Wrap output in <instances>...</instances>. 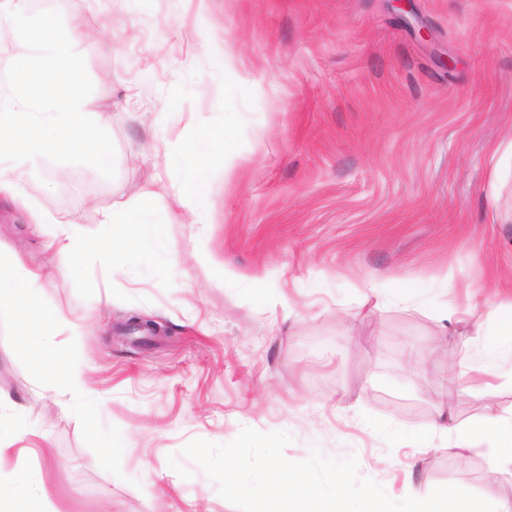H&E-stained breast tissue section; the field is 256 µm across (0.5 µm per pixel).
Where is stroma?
I'll use <instances>...</instances> for the list:
<instances>
[{"mask_svg": "<svg viewBox=\"0 0 512 512\" xmlns=\"http://www.w3.org/2000/svg\"><path fill=\"white\" fill-rule=\"evenodd\" d=\"M23 6L61 13L117 174L40 157L18 194L0 193V259L45 268L40 321L97 394L93 420L72 416L1 308L0 391L23 404L33 434L0 470L40 472L51 512H236L181 450L249 427L289 432L292 461L314 446L356 456L359 475L395 500L454 484L512 502V478L493 475L483 449L462 469L428 447L442 410L476 420L485 378L435 395L422 385L432 345L445 371L459 335H492L512 304V222L494 218L512 212V176L492 181L493 152L512 142V0H413L405 19L390 0ZM201 125L225 133L237 160L216 167L205 223L169 222L153 203L176 262L106 267L89 254L58 269L33 211L105 233L100 212L152 203L156 183L176 178L165 140ZM383 277L393 295L368 311L360 288ZM466 286L478 296L461 321ZM277 291L290 318L267 304ZM133 316L161 335L143 341ZM111 437L121 448H104Z\"/></svg>", "mask_w": 512, "mask_h": 512, "instance_id": "1", "label": "stroma"}]
</instances>
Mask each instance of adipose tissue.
Returning a JSON list of instances; mask_svg holds the SVG:
<instances>
[{
    "label": "adipose tissue",
    "mask_w": 512,
    "mask_h": 512,
    "mask_svg": "<svg viewBox=\"0 0 512 512\" xmlns=\"http://www.w3.org/2000/svg\"><path fill=\"white\" fill-rule=\"evenodd\" d=\"M233 158L232 148L226 144L223 135L211 129L201 131L190 142H171L167 161L178 175L177 182L167 190L174 203L173 217H186L194 224L205 223L202 201L211 188V172L217 164H231ZM99 221L124 228V250H117L107 239L89 238L76 219L41 222L42 232L57 245L58 265L73 268L87 249L108 264L123 255L155 261L173 260L171 244L162 224L154 221L151 207L106 210L101 212ZM40 295L38 272L18 259L7 264L0 262V306L11 307L19 323H27L36 315ZM494 332L496 342L485 348L477 359L472 356L475 340H461V359L451 375L452 380L460 381L477 373L488 377L489 387H512V369H503L501 365L504 356H512V309L499 314ZM33 356L38 366L71 395L72 413L89 417L96 404V395L88 384L84 364L65 358L46 339L36 345ZM480 408L479 424L470 433H454L444 420L435 423L434 429L444 434L443 448L449 454L463 458L473 449H485L493 472L512 477V411L497 410L489 398L481 402ZM40 484L38 473L24 469L6 477L0 475V512H46L38 495Z\"/></svg>",
    "instance_id": "adipose-tissue-1"
}]
</instances>
